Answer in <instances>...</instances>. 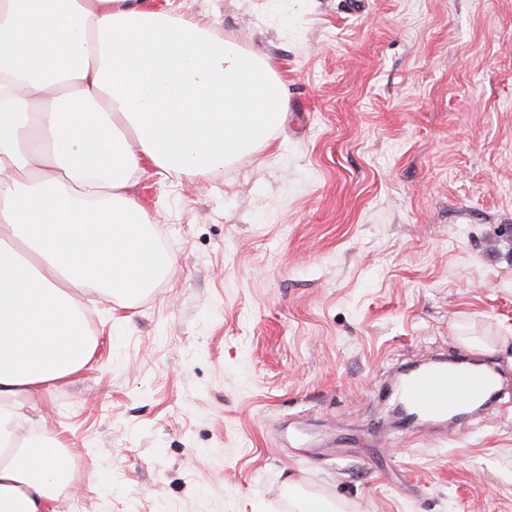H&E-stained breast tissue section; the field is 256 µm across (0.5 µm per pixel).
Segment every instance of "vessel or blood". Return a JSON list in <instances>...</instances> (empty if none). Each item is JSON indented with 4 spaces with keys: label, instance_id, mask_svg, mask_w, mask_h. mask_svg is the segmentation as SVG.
<instances>
[{
    "label": "vessel or blood",
    "instance_id": "vessel-or-blood-1",
    "mask_svg": "<svg viewBox=\"0 0 512 512\" xmlns=\"http://www.w3.org/2000/svg\"><path fill=\"white\" fill-rule=\"evenodd\" d=\"M494 374L438 362L410 370L395 392L404 410L406 430L415 424L443 423L470 401L495 397Z\"/></svg>",
    "mask_w": 512,
    "mask_h": 512
}]
</instances>
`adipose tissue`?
Segmentation results:
<instances>
[{"instance_id":"adipose-tissue-1","label":"adipose tissue","mask_w":512,"mask_h":512,"mask_svg":"<svg viewBox=\"0 0 512 512\" xmlns=\"http://www.w3.org/2000/svg\"><path fill=\"white\" fill-rule=\"evenodd\" d=\"M285 110L267 59L149 0H0V512H55L68 459L17 429L93 355L81 293L175 262L127 194L142 163L212 173Z\"/></svg>"}]
</instances>
